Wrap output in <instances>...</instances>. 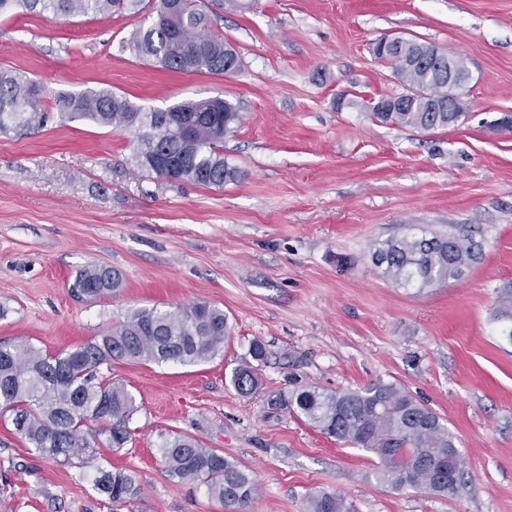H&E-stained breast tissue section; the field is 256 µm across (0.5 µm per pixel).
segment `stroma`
Listing matches in <instances>:
<instances>
[{"instance_id": "35a3bbf8", "label": "stroma", "mask_w": 512, "mask_h": 512, "mask_svg": "<svg viewBox=\"0 0 512 512\" xmlns=\"http://www.w3.org/2000/svg\"><path fill=\"white\" fill-rule=\"evenodd\" d=\"M242 59L230 76L179 74L130 55L121 14L0 17V66L43 87L48 119L0 134V343L72 351L136 310L206 302L232 328L197 365L119 363L135 396L120 450L30 454L0 415V512H226L204 486L172 478L159 446L188 435L254 471L238 512H305L314 491L352 512H512V342L493 318L512 283V0H242L213 21ZM404 36L460 54L471 72L455 126L421 131L374 119L403 92L372 53ZM106 89L146 108L220 96L243 120L224 139L242 173L223 188L170 184L134 164L135 135L64 121L62 92ZM462 224L480 255L464 276L423 290L386 281L374 241L405 225ZM120 272L116 293L79 300L75 273ZM269 357L262 394L230 377L252 341ZM329 391L401 385L431 407L464 461L456 495L397 490L374 455L268 408L289 374ZM119 467L137 492L114 503L95 486Z\"/></svg>"}]
</instances>
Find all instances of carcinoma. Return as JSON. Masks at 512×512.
I'll list each match as a JSON object with an SVG mask.
<instances>
[{
    "mask_svg": "<svg viewBox=\"0 0 512 512\" xmlns=\"http://www.w3.org/2000/svg\"><path fill=\"white\" fill-rule=\"evenodd\" d=\"M144 0H0V15L21 9L56 16L89 13L143 14ZM205 0H181L180 8L161 20L156 12L132 31L125 47L160 67L186 73L230 76L242 65L237 50L209 29ZM430 43L404 40L389 50L386 64L405 86L402 107L372 116L399 127L432 130L448 126V59L425 53ZM43 88L13 69L0 66V134L43 127ZM55 107L69 120H88L102 127L134 131L136 166L171 184L222 188L241 177L224 159V136L234 132L242 116L236 104L216 97L188 99L166 108L145 109L108 90L61 93ZM477 243L462 226L448 233L411 224L398 237L374 242V266L401 288H419L461 278L476 259ZM120 286L107 267L77 271L70 284L77 298L97 297ZM496 320L501 335L512 342V285L498 289ZM229 327L224 311L206 302L177 310H139L87 344L51 355L27 342L0 344V412L11 416L15 432L39 456L70 458L91 449L100 434L111 448L132 438L130 422L139 411L127 387L101 376V368L122 362H176L195 365L215 357L224 347ZM237 393L250 396L261 387L258 368L244 363L232 372ZM271 410L291 412L338 442L352 444L378 459V480L395 489L413 488L439 496L456 493L463 471L453 484L440 477L434 463L448 460L453 436L430 407L395 383L377 382L361 390L328 392L304 384L267 396ZM160 451L170 476L199 483L228 508L248 504L259 491L252 470L231 461L198 440L181 435L162 440ZM97 489L112 502L136 493L135 478L124 469L97 468ZM306 512H351L345 500L326 491L307 498Z\"/></svg>",
    "mask_w": 512,
    "mask_h": 512,
    "instance_id": "1",
    "label": "carcinoma"
}]
</instances>
